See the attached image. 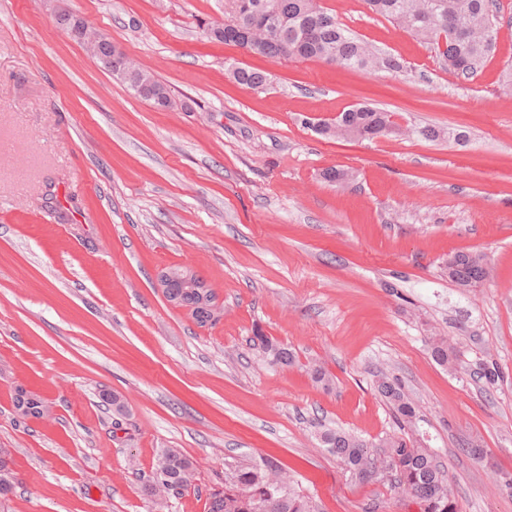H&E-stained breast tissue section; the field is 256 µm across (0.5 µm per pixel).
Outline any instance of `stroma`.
I'll use <instances>...</instances> for the list:
<instances>
[{
	"label": "stroma",
	"instance_id": "stroma-1",
	"mask_svg": "<svg viewBox=\"0 0 512 512\" xmlns=\"http://www.w3.org/2000/svg\"><path fill=\"white\" fill-rule=\"evenodd\" d=\"M499 3L495 50L464 78L361 0L322 4L402 71L209 41L224 0H0V448L15 473L0 512H156L141 488L163 448L199 471L169 512H207L226 464L260 458L324 512H368L390 492L352 477L318 435L394 433L381 372L419 405L460 512H512L497 482L512 472V0ZM61 9L165 82L173 108L114 80L56 26ZM232 63L270 85H239ZM357 104L391 112L399 132L337 140L303 123ZM460 251L485 255L481 286L449 282ZM173 265L211 285L215 324L166 301L156 279ZM258 330L295 364H270ZM433 336L454 368L433 360ZM20 386L52 416L19 418ZM104 390L126 398L121 423ZM471 441L483 455L465 453Z\"/></svg>",
	"mask_w": 512,
	"mask_h": 512
}]
</instances>
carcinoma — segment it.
<instances>
[{
  "instance_id": "cac0c4a2",
  "label": "carcinoma",
  "mask_w": 512,
  "mask_h": 512,
  "mask_svg": "<svg viewBox=\"0 0 512 512\" xmlns=\"http://www.w3.org/2000/svg\"><path fill=\"white\" fill-rule=\"evenodd\" d=\"M372 13L395 23L404 32L431 45L448 70L458 76L477 73L494 50L496 29L495 0H363ZM272 11L281 19L280 26L251 34L255 16ZM55 23L84 48L107 72H112L114 45L95 24H78L75 14L62 9ZM208 37L224 44L247 46L253 55L278 61L282 59L320 60L346 70L400 71L398 58L375 49L342 27L328 13L321 0H224V25L210 28ZM233 79L250 89L269 85L267 72L237 66L228 68ZM122 83L135 95L158 110L174 106L167 84L148 69L130 61ZM303 123L327 138L366 139L396 131L389 112L362 105L343 111L334 123L315 125L306 117ZM456 286L475 280H487L491 269L484 255L472 252L454 254ZM180 304L190 309V316L200 326L218 320L210 303L214 293L204 298L197 292L183 293L168 289ZM254 340L273 364L290 365L294 353L256 332ZM433 359L441 366L454 362V349L444 336L430 337ZM378 393L389 405L397 432L387 435L374 449L362 438L342 429L325 428L320 440L336 455L345 470L362 479L377 475L389 479L394 499L416 512H459L458 502L437 456L420 437L417 429L419 406L394 379L384 373L375 381ZM102 402L112 407L117 417L126 415L123 396L105 391ZM14 408L22 419H39L51 413L50 405L23 389L15 391ZM196 463L178 448L162 450L153 476L143 486V495L160 510L169 507L172 497L194 485ZM11 453L0 448V496H7L14 486ZM207 512H321L316 498L295 486L288 473L268 459L230 464L224 470V485L211 490Z\"/></svg>"
}]
</instances>
